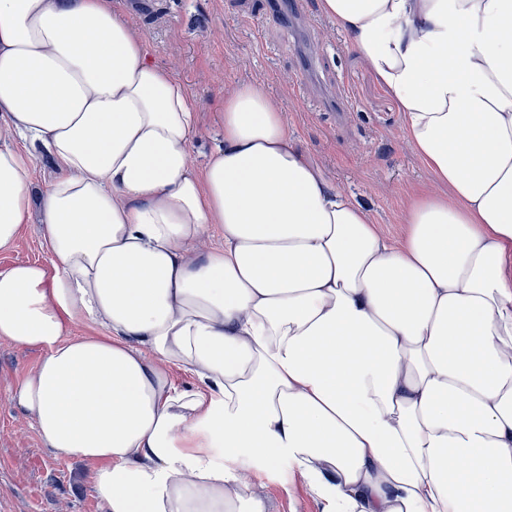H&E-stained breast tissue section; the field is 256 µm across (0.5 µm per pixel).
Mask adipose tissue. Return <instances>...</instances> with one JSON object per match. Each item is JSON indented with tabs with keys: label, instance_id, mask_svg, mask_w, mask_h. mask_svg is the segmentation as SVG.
Masks as SVG:
<instances>
[{
	"label": "adipose tissue",
	"instance_id": "ef3b65f1",
	"mask_svg": "<svg viewBox=\"0 0 512 512\" xmlns=\"http://www.w3.org/2000/svg\"><path fill=\"white\" fill-rule=\"evenodd\" d=\"M321 9L444 187L394 240L263 85L198 168L192 95L111 0H0V248L36 209L49 254L0 271V340L41 351L14 399L103 512H264L256 467L325 512H512V0ZM33 152L32 164L30 167L31 181L36 187H42L55 176V168L49 155L39 150L31 149Z\"/></svg>",
	"mask_w": 512,
	"mask_h": 512
}]
</instances>
